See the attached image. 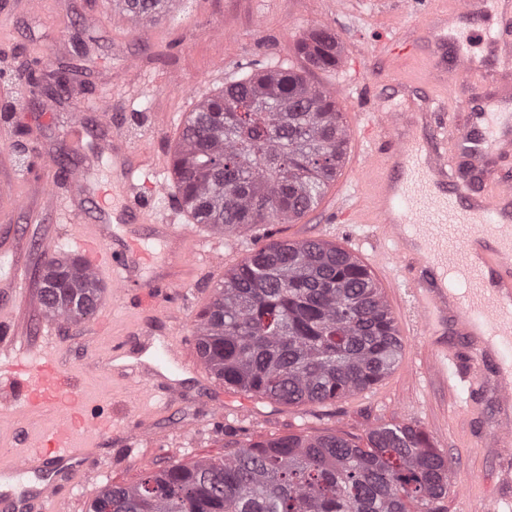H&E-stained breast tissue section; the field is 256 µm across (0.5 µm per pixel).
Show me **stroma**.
Listing matches in <instances>:
<instances>
[{
  "label": "stroma",
  "instance_id": "obj_1",
  "mask_svg": "<svg viewBox=\"0 0 512 512\" xmlns=\"http://www.w3.org/2000/svg\"><path fill=\"white\" fill-rule=\"evenodd\" d=\"M99 0H44L40 12H30L24 0H0V11L11 12V26L0 35V184L15 185L27 204L12 209L0 203V278L5 291H16V329L30 350L54 338L61 367L77 372L90 406L121 417L134 412L125 381L101 367L102 353L126 342L129 357L151 361L148 343L177 340L195 365L181 393L167 405L143 417L144 432L136 445L123 435L101 440L95 450L98 466L92 477L75 476L58 488L60 512H87L100 490L130 485L149 469L190 465L220 459L231 442L260 441L291 433H337L358 438L383 424H412L424 430L448 459L447 512H462L469 487L482 483L491 461L479 449L465 446L464 429H481L482 421L452 417L448 407L455 394L441 373L432 369L433 337L423 332L404 335V351L394 368L371 389L332 405L286 406L247 397L225 388L200 357L196 346L199 316L209 305L215 285L253 251L273 240L315 239L348 248L354 238L378 242L375 224H336L330 220L338 196L365 209L369 196L361 189L351 161H343L335 181L318 207L292 224H260L241 233L211 235L191 258L185 273L188 301L163 302L159 313L138 307L139 291L126 289L120 303L104 297L96 317L79 325L51 320L41 304V273L46 263L42 246L52 242L57 255L76 254L70 228L58 214L41 205L43 182L24 179V166L15 149H41L63 159L66 170L86 175L89 193L112 184V159L102 150L105 130L101 115L87 113L81 139L71 135L72 101L107 99L117 130L134 150L146 149L170 160L185 115L205 96L219 93L225 83L246 76L251 64L292 69L317 87L332 92L343 114L349 138L361 136L389 62L378 51L387 38H415L430 13V0H179L169 17L142 24L101 13L98 26L85 17ZM98 11V10H97ZM334 30L341 46L336 68L307 65L297 50L311 29ZM80 33L82 72L71 93L60 98L57 110L43 115L41 93L21 95L17 75L34 62L53 66L75 56L71 36ZM105 72L109 86L97 81ZM112 204L123 207L129 193L112 184Z\"/></svg>",
  "mask_w": 512,
  "mask_h": 512
}]
</instances>
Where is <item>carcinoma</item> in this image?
Wrapping results in <instances>:
<instances>
[{
    "instance_id": "carcinoma-1",
    "label": "carcinoma",
    "mask_w": 512,
    "mask_h": 512,
    "mask_svg": "<svg viewBox=\"0 0 512 512\" xmlns=\"http://www.w3.org/2000/svg\"><path fill=\"white\" fill-rule=\"evenodd\" d=\"M121 16L153 22L176 0H115ZM318 70L339 62V38L314 28L299 43ZM32 87L69 91V70ZM347 132L336 99L291 69L224 85L183 124L171 158L176 199L193 223L217 232L290 224L316 208L342 162ZM104 288L76 257L44 269V311L78 324L94 317ZM197 345L224 386L280 404L337 402L377 384L403 342L371 271L319 240L272 241L214 289ZM448 461L413 425L370 430L365 446L336 434L250 442L220 461L146 473L104 488L88 512H443Z\"/></svg>"
}]
</instances>
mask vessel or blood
<instances>
[{
  "mask_svg": "<svg viewBox=\"0 0 512 512\" xmlns=\"http://www.w3.org/2000/svg\"><path fill=\"white\" fill-rule=\"evenodd\" d=\"M451 13L464 20L474 39L440 27L441 11L430 14L421 48L434 60L436 86L417 111L379 113L359 146L369 156L357 174L370 193V207L337 202L335 220L380 225L383 246L374 252L375 269L386 273L391 260L401 265L409 305L425 334L450 327L452 336L434 366L449 386L466 391L458 412H477L485 420L483 431L467 432L468 442L512 471V361L502 356L512 347V300L503 298L512 291V218L504 216L512 210V182L499 178L495 168L497 158L512 151V97L495 90L499 76L512 72V45L485 31L473 0H455ZM475 40L484 47L478 56L471 52ZM461 72L482 90L467 99L465 111L445 113ZM377 139L386 143L385 151L370 149ZM107 142L125 185L161 171V163L134 154L121 134L111 133ZM68 185L67 204L50 189L43 202L70 225L92 276L117 295L136 285L141 308L158 310L173 283L144 278L151 256L140 246L141 229H150L157 240H178L175 261L182 267L200 237L156 223L150 211L131 202L118 221L140 230L118 235L106 222L112 210L108 191L88 196L78 171L69 173ZM158 357L173 369H191L174 341L163 344ZM20 409L48 410L58 421L37 433L20 456L0 448V462L8 461L12 471L37 466L47 474L37 489L0 496V512H54V474L91 472L97 460L78 441L111 435L112 416L89 407L78 376L61 369L52 350L29 356L6 320L0 322V425ZM474 500L475 512H512V489L484 488Z\"/></svg>",
  "mask_w": 512,
  "mask_h": 512,
  "instance_id": "vessel-or-blood-1",
  "label": "vessel or blood"
}]
</instances>
